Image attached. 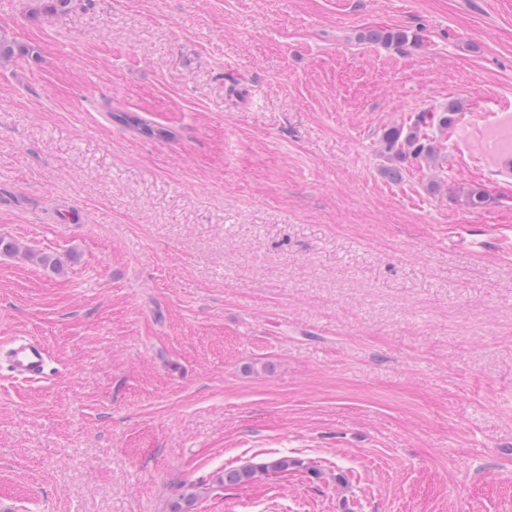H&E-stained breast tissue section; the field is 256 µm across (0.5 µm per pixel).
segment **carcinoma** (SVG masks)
<instances>
[{"label": "carcinoma", "instance_id": "cac0c4a2", "mask_svg": "<svg viewBox=\"0 0 512 512\" xmlns=\"http://www.w3.org/2000/svg\"><path fill=\"white\" fill-rule=\"evenodd\" d=\"M365 39L372 42H384L387 44H400L409 40L404 31L372 30ZM456 104L450 103L438 112H421L407 128L393 127L387 130L383 136L385 152L399 160H432L436 158L437 151L429 142L424 129L437 128L441 132L448 131V127L454 123ZM109 117L116 123L132 128L139 133L153 137L165 135V131H153L150 125H144L140 117L127 112H111ZM300 465V461L289 456H280L259 462H249L238 468L226 469L224 474L217 477L218 484L240 485L254 482L264 476L286 472Z\"/></svg>", "mask_w": 512, "mask_h": 512}]
</instances>
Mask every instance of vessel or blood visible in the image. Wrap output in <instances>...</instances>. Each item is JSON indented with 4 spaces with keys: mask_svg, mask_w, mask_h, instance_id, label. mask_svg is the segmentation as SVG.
I'll return each instance as SVG.
<instances>
[{
    "mask_svg": "<svg viewBox=\"0 0 512 512\" xmlns=\"http://www.w3.org/2000/svg\"><path fill=\"white\" fill-rule=\"evenodd\" d=\"M0 369L16 383L44 382L51 373L49 352L35 337H10L0 342Z\"/></svg>",
    "mask_w": 512,
    "mask_h": 512,
    "instance_id": "obj_1",
    "label": "vessel or blood"
}]
</instances>
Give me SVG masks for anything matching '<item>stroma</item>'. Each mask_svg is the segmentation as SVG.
Wrapping results in <instances>:
<instances>
[{
	"mask_svg": "<svg viewBox=\"0 0 512 512\" xmlns=\"http://www.w3.org/2000/svg\"><path fill=\"white\" fill-rule=\"evenodd\" d=\"M0 39V337L54 367L0 380V512H512V0H0ZM456 104L449 103L439 112H420L412 124L407 127H393L383 136L385 152L399 160H432L437 156L435 147L429 142L423 129L436 127L441 132H448L454 123ZM300 464L299 460L289 456L249 462L238 468L224 469V474L218 476L217 481L221 486L251 483L264 476L294 469Z\"/></svg>",
	"mask_w": 512,
	"mask_h": 512,
	"instance_id": "1",
	"label": "stroma"
}]
</instances>
